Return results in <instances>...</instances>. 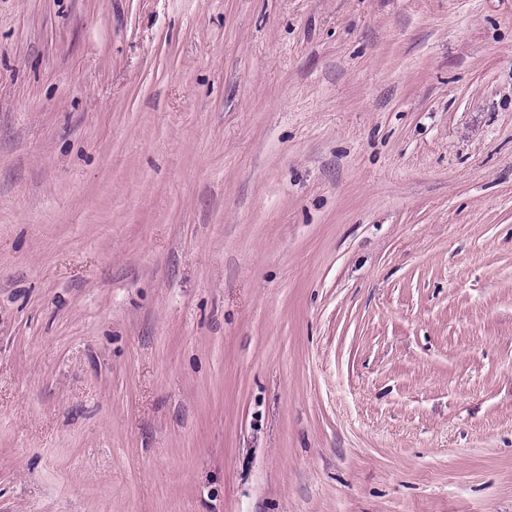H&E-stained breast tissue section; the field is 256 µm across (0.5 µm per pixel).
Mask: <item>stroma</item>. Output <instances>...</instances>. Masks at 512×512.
<instances>
[{"label": "stroma", "instance_id": "1", "mask_svg": "<svg viewBox=\"0 0 512 512\" xmlns=\"http://www.w3.org/2000/svg\"><path fill=\"white\" fill-rule=\"evenodd\" d=\"M0 512H512V0H0Z\"/></svg>", "mask_w": 512, "mask_h": 512}]
</instances>
